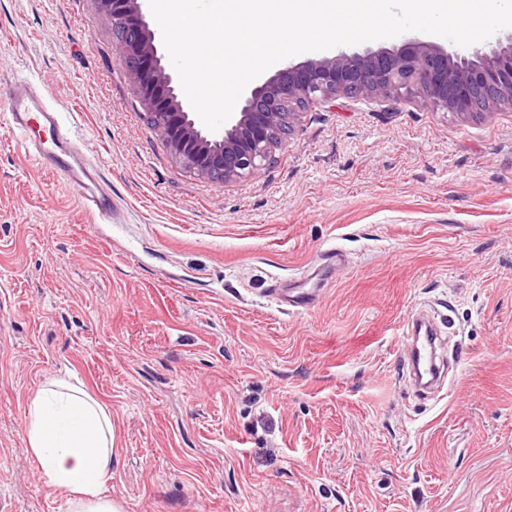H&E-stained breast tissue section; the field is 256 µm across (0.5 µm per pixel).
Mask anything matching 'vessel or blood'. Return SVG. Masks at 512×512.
I'll return each mask as SVG.
<instances>
[{"label": "vessel or blood", "mask_w": 512, "mask_h": 512, "mask_svg": "<svg viewBox=\"0 0 512 512\" xmlns=\"http://www.w3.org/2000/svg\"><path fill=\"white\" fill-rule=\"evenodd\" d=\"M9 100L11 126L25 142L29 152L40 166L48 172L64 174L79 192L84 207L98 222L114 219L116 203L111 192L100 183L97 165L91 160L85 147L73 139L63 128L61 112L48 104L43 92L31 89L16 92L0 84V97ZM329 262L315 271L308 286L303 288H275L278 300L291 307H311L318 300L321 288L334 278L337 270L335 260L340 250H329ZM409 335L403 344L410 358L422 372L430 377L439 373L438 332L434 324L412 321Z\"/></svg>", "instance_id": "b4317fda"}]
</instances>
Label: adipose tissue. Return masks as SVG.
<instances>
[{"instance_id":"ef3b65f1","label":"adipose tissue","mask_w":512,"mask_h":512,"mask_svg":"<svg viewBox=\"0 0 512 512\" xmlns=\"http://www.w3.org/2000/svg\"><path fill=\"white\" fill-rule=\"evenodd\" d=\"M25 437L47 484L66 492L68 512H120L104 493L112 416L81 387L63 377L40 385L29 401Z\"/></svg>"}]
</instances>
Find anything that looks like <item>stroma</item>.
Instances as JSON below:
<instances>
[{
	"label": "stroma",
	"mask_w": 512,
	"mask_h": 512,
	"mask_svg": "<svg viewBox=\"0 0 512 512\" xmlns=\"http://www.w3.org/2000/svg\"><path fill=\"white\" fill-rule=\"evenodd\" d=\"M45 84L120 217L44 172L0 98V512H66L23 426L67 373L112 416L121 512H512V110L340 98L260 172L183 170L98 0H0V82ZM338 247L313 310L272 296ZM445 320L416 397L402 332Z\"/></svg>",
	"instance_id": "obj_1"
}]
</instances>
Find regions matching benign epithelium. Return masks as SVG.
<instances>
[{"label":"benign epithelium","mask_w":512,"mask_h":512,"mask_svg":"<svg viewBox=\"0 0 512 512\" xmlns=\"http://www.w3.org/2000/svg\"><path fill=\"white\" fill-rule=\"evenodd\" d=\"M144 0H99L119 26L116 47L126 74L155 132L189 173L226 183L251 176L271 159L302 112L336 99L410 100L433 112L475 117L512 108V36L489 53L450 52L434 42L411 41L392 49L341 51L303 65L285 64L256 84L240 112L214 135L198 121L167 72Z\"/></svg>","instance_id":"7a95c632"}]
</instances>
